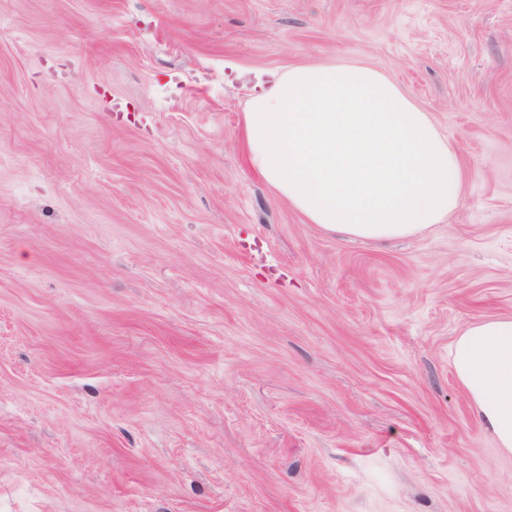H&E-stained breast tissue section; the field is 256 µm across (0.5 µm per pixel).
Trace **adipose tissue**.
Segmentation results:
<instances>
[{
	"instance_id": "obj_1",
	"label": "adipose tissue",
	"mask_w": 512,
	"mask_h": 512,
	"mask_svg": "<svg viewBox=\"0 0 512 512\" xmlns=\"http://www.w3.org/2000/svg\"><path fill=\"white\" fill-rule=\"evenodd\" d=\"M242 135L252 171L307 223L332 233L408 237L464 203L456 146L368 66L272 73L242 114ZM451 356L476 420L512 453V317L464 328Z\"/></svg>"
}]
</instances>
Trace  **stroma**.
I'll return each mask as SVG.
<instances>
[{
  "instance_id": "obj_1",
  "label": "stroma",
  "mask_w": 512,
  "mask_h": 512,
  "mask_svg": "<svg viewBox=\"0 0 512 512\" xmlns=\"http://www.w3.org/2000/svg\"><path fill=\"white\" fill-rule=\"evenodd\" d=\"M358 62L457 146L404 239L248 167L256 76ZM512 315V0H0V512H512L452 366Z\"/></svg>"
}]
</instances>
